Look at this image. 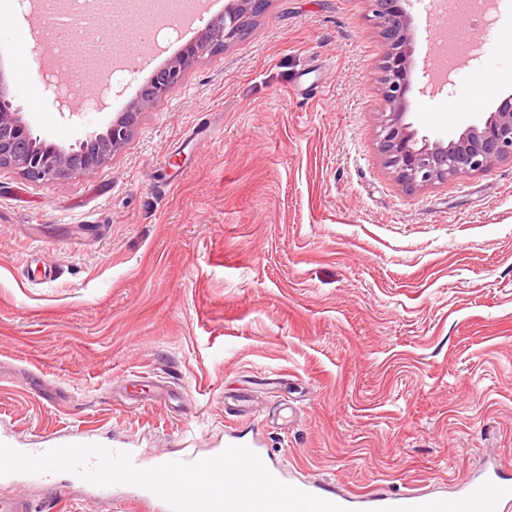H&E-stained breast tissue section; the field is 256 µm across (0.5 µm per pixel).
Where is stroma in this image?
Here are the masks:
<instances>
[{
	"mask_svg": "<svg viewBox=\"0 0 512 512\" xmlns=\"http://www.w3.org/2000/svg\"><path fill=\"white\" fill-rule=\"evenodd\" d=\"M413 21L405 124L457 138L483 94L512 0L469 28L468 62L423 71L445 14ZM0 0L13 109L75 146L137 97L59 111ZM384 41L372 0H269L248 34L189 66L103 166L49 184L0 169V442L74 434L206 456L256 439L289 478L352 494L457 495L512 480V161L404 189L379 151ZM482 98L480 108L450 104ZM0 480L34 512H115L86 488Z\"/></svg>",
	"mask_w": 512,
	"mask_h": 512,
	"instance_id": "stroma-1",
	"label": "stroma"
}]
</instances>
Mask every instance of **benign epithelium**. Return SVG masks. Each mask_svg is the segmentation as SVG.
I'll return each instance as SVG.
<instances>
[{
	"mask_svg": "<svg viewBox=\"0 0 512 512\" xmlns=\"http://www.w3.org/2000/svg\"><path fill=\"white\" fill-rule=\"evenodd\" d=\"M373 2L374 16L386 45L382 91L388 111L382 114L380 122L379 150L402 187L417 190L512 160V95L488 113L483 123L467 127L458 138L447 143L426 141L417 146L415 133L403 123L414 68L412 18L399 0ZM265 5L266 0H228L224 14L209 20L194 42L156 70L142 86L137 100L119 113L106 131L88 133L76 149L47 144L34 136L22 113L12 110L6 100L8 83L1 71L0 168L15 167L33 182L65 180L98 169L126 143L141 112L180 84L191 63L238 40L244 32V15L260 14Z\"/></svg>",
	"mask_w": 512,
	"mask_h": 512,
	"instance_id": "7a95c632",
	"label": "benign epithelium"
}]
</instances>
